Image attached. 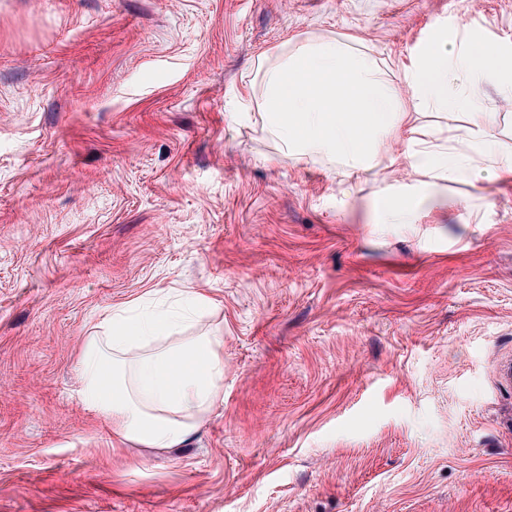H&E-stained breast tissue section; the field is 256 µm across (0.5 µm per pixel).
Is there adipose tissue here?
<instances>
[{
	"instance_id": "adipose-tissue-1",
	"label": "adipose tissue",
	"mask_w": 512,
	"mask_h": 512,
	"mask_svg": "<svg viewBox=\"0 0 512 512\" xmlns=\"http://www.w3.org/2000/svg\"><path fill=\"white\" fill-rule=\"evenodd\" d=\"M258 72V118L285 156L325 160L349 176L409 169L413 180L393 191L382 223H415L416 198L440 181L512 175V134L478 91L493 79L512 98V58L498 46L477 57L457 36L423 50L404 73L405 98L377 59L350 39L302 41L260 61ZM423 105L464 109L466 123L417 124L412 111ZM175 295L176 304L165 309L113 308L80 349L84 405L109 422L114 436L144 448L185 447L224 400L221 337L185 332L212 302L191 288Z\"/></svg>"
}]
</instances>
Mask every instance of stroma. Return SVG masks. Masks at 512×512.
Instances as JSON below:
<instances>
[{"instance_id":"1","label":"stroma","mask_w":512,"mask_h":512,"mask_svg":"<svg viewBox=\"0 0 512 512\" xmlns=\"http://www.w3.org/2000/svg\"><path fill=\"white\" fill-rule=\"evenodd\" d=\"M512 0H0V512H512V178L282 156L255 61L353 38L406 93L440 23ZM193 288L224 401L176 451L80 399L112 308Z\"/></svg>"}]
</instances>
